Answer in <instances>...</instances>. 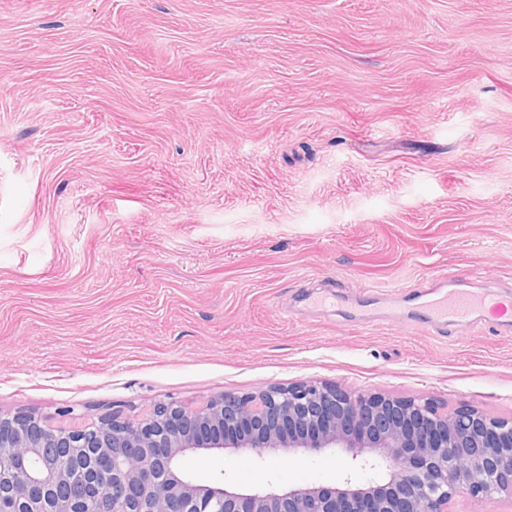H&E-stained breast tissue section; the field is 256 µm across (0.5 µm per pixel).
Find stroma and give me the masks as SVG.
I'll use <instances>...</instances> for the list:
<instances>
[{"instance_id": "obj_1", "label": "stroma", "mask_w": 512, "mask_h": 512, "mask_svg": "<svg viewBox=\"0 0 512 512\" xmlns=\"http://www.w3.org/2000/svg\"><path fill=\"white\" fill-rule=\"evenodd\" d=\"M512 296V0H0V411L316 380L512 418V332L347 316ZM340 484V452L188 455Z\"/></svg>"}]
</instances>
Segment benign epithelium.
<instances>
[{
	"label": "benign epithelium",
	"mask_w": 512,
	"mask_h": 512,
	"mask_svg": "<svg viewBox=\"0 0 512 512\" xmlns=\"http://www.w3.org/2000/svg\"><path fill=\"white\" fill-rule=\"evenodd\" d=\"M226 449L262 459L283 450L345 453L379 477L242 492L186 473L189 454ZM0 512H448L465 494L512 502V418L475 408L441 414L427 400L317 381L159 402L121 420L52 426L0 413Z\"/></svg>",
	"instance_id": "7a95c632"
}]
</instances>
